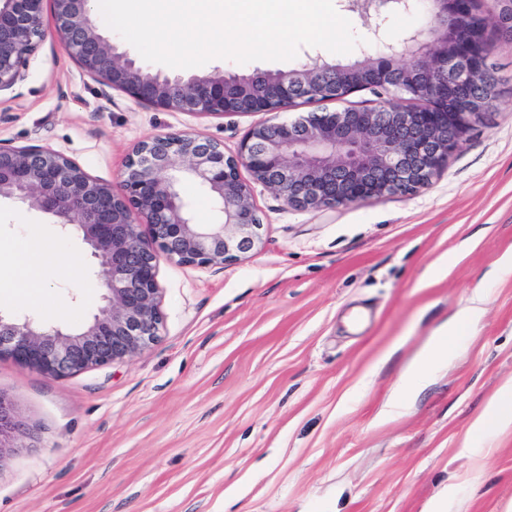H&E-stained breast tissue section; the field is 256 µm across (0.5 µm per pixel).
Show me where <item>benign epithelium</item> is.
Listing matches in <instances>:
<instances>
[{"mask_svg":"<svg viewBox=\"0 0 512 512\" xmlns=\"http://www.w3.org/2000/svg\"><path fill=\"white\" fill-rule=\"evenodd\" d=\"M44 2L0 0V92L22 78L45 37ZM88 2L53 0L54 38L85 73L137 104L223 116L286 112L363 90L378 104L255 125L229 156L210 139L156 136L133 150L118 189L50 149L0 147V199L75 230L97 260L105 290L103 305L78 333L0 314V358L53 378L123 361L156 341L163 325L160 257L205 267L251 251L262 226L252 185L313 210L428 185L497 106L498 78L487 58L493 39H512V0H496L490 17L478 0H343L366 27L350 64L303 62L288 71L184 77L153 73L117 52L98 32ZM397 14L426 23L392 41L385 24ZM242 167L252 182L241 178ZM187 181L219 205L221 223L193 222L182 196ZM142 224L150 227L147 237ZM20 426L0 394V459Z\"/></svg>","mask_w":512,"mask_h":512,"instance_id":"7a95c632","label":"benign epithelium"}]
</instances>
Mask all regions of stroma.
I'll return each mask as SVG.
<instances>
[{
  "mask_svg": "<svg viewBox=\"0 0 512 512\" xmlns=\"http://www.w3.org/2000/svg\"><path fill=\"white\" fill-rule=\"evenodd\" d=\"M497 109L429 186L358 205L288 206L255 186L261 242L224 266L160 259L163 327L125 361L52 378L0 359L24 429L0 464V512H512V429L466 440L512 379V42L495 40ZM0 93V145L49 148L120 185L143 140L236 153L264 112L141 106L45 38ZM65 237L46 307L77 331L102 304L98 264L50 215L0 201V263L22 225ZM484 310L414 394L396 387L470 293Z\"/></svg>",
  "mask_w": 512,
  "mask_h": 512,
  "instance_id": "1",
  "label": "stroma"
}]
</instances>
